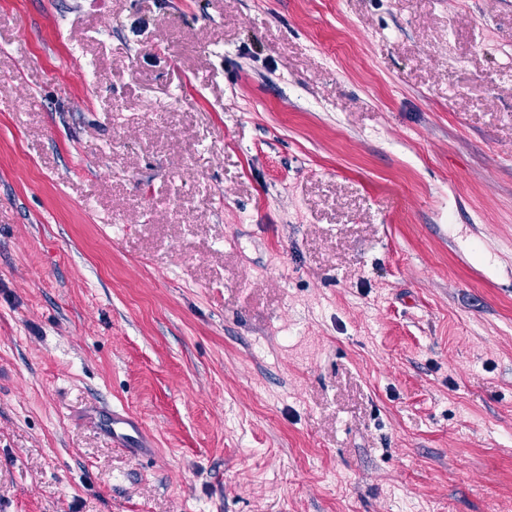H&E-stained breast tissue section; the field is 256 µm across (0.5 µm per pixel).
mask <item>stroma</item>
I'll return each instance as SVG.
<instances>
[{"instance_id": "35a3bbf8", "label": "stroma", "mask_w": 512, "mask_h": 512, "mask_svg": "<svg viewBox=\"0 0 512 512\" xmlns=\"http://www.w3.org/2000/svg\"><path fill=\"white\" fill-rule=\"evenodd\" d=\"M409 506L512 512V0H0V512ZM91 418L103 420L104 427L112 437V442L126 448L133 457L151 454L155 443L142 424L126 411H119L105 405L94 404L89 407Z\"/></svg>"}]
</instances>
